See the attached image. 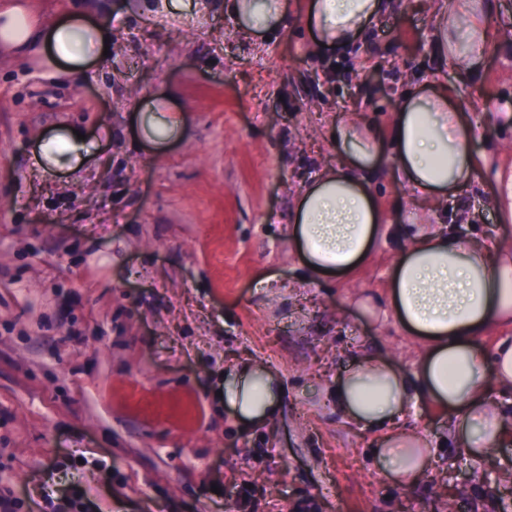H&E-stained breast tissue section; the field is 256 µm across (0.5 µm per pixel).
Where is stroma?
I'll return each instance as SVG.
<instances>
[{
    "label": "stroma",
    "mask_w": 512,
    "mask_h": 512,
    "mask_svg": "<svg viewBox=\"0 0 512 512\" xmlns=\"http://www.w3.org/2000/svg\"><path fill=\"white\" fill-rule=\"evenodd\" d=\"M308 2L289 0L286 28L257 41L224 0L175 18L95 0L113 45L92 69L52 80L0 53V495L16 512H63L70 494L82 512H512V442L467 458L448 445V410L410 401L432 462L407 491L378 469L375 433L328 398L359 352L413 369L420 343L386 311L404 238L313 280L288 233L303 180L338 161L340 114L389 126L431 78L465 104L480 179L419 220L512 249L491 203L496 173L512 174V0H493L474 72L433 48L445 0H397L336 53L314 50ZM159 102L184 135L156 148L134 114ZM68 126L90 142L84 166L35 169ZM371 182L405 223L391 162ZM245 360L282 380L260 430L221 396Z\"/></svg>",
    "instance_id": "stroma-1"
}]
</instances>
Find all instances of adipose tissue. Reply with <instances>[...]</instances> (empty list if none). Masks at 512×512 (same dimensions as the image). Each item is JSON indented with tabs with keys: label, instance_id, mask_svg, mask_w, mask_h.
Listing matches in <instances>:
<instances>
[{
	"label": "adipose tissue",
	"instance_id": "1",
	"mask_svg": "<svg viewBox=\"0 0 512 512\" xmlns=\"http://www.w3.org/2000/svg\"><path fill=\"white\" fill-rule=\"evenodd\" d=\"M392 7L393 0H310L313 42L331 51L347 48ZM225 8L253 38L280 30L288 17V0H227ZM491 12L490 0H447L436 23L439 53L451 64L478 69L488 50ZM111 35L107 23L90 21L81 10L47 29L26 0L0 10V47L35 58L51 77L102 60ZM136 121L142 137L158 147L180 131L178 120L151 106ZM333 133L340 161L304 183L291 217L290 241L317 278L350 275L386 236L367 180L382 160L392 161L410 188L413 211L455 200L477 180L464 107L436 83L407 94L389 127L346 112ZM86 151V141L68 129L45 139L34 163L74 169ZM388 306L423 344L415 370L363 353L337 377L331 396L355 424L380 431L374 453L383 473L412 488L425 474L430 444L397 424L410 399L448 408L450 439L470 457H484L506 439L504 412L491 388L512 385V341L502 340L490 354L479 338L491 325L512 321V258L485 239L461 237L441 224L417 228L393 270ZM280 387L271 371L245 362L226 381L224 404L238 424L260 428L281 405Z\"/></svg>",
	"mask_w": 512,
	"mask_h": 512
}]
</instances>
